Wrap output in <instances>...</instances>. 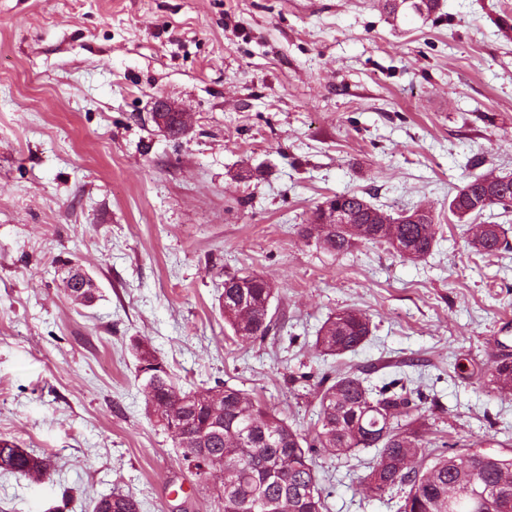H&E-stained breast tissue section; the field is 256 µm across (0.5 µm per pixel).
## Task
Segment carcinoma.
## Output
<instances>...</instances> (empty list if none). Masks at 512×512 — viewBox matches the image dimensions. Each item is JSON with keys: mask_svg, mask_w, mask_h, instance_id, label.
<instances>
[{"mask_svg": "<svg viewBox=\"0 0 512 512\" xmlns=\"http://www.w3.org/2000/svg\"><path fill=\"white\" fill-rule=\"evenodd\" d=\"M384 2L392 13L405 4L417 13L438 7V0ZM331 200L350 223H325L318 206L311 222L300 228L304 238L330 255H344L356 243L367 242L385 244L415 261L437 244L436 217L428 206L393 217L356 192H338ZM495 207H512V176H476L448 203L457 223L474 226L467 243L477 254L512 248L501 225L475 223ZM64 284L73 303H92L95 286L89 276L76 269ZM274 297L272 283L260 275L226 276L218 298L225 326L242 339L266 336L276 326L270 314ZM370 335L365 314L343 310L322 324L315 347L325 356L340 357L356 352ZM490 384L494 394L512 392V361L496 362ZM142 389L146 413L183 450L198 480L206 482L217 468L224 469V512H329L316 457L334 461L359 449L375 454L357 491L374 499L401 493L396 512H512V457L468 449L433 455L431 441L413 416L423 395L404 385L374 391L353 370L323 377L316 391L318 431L311 440L256 397L223 383L208 389L206 404H180L190 393L166 369L143 380ZM53 466L49 456L0 440L1 473L39 480ZM93 512H141V504L131 494L114 492L97 498Z\"/></svg>", "mask_w": 512, "mask_h": 512, "instance_id": "carcinoma-1", "label": "carcinoma"}]
</instances>
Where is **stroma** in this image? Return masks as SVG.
<instances>
[{
  "label": "stroma",
  "mask_w": 512,
  "mask_h": 512,
  "mask_svg": "<svg viewBox=\"0 0 512 512\" xmlns=\"http://www.w3.org/2000/svg\"><path fill=\"white\" fill-rule=\"evenodd\" d=\"M189 116L174 139L157 99ZM512 174V0H0V439L52 455L50 479L0 474V512H224L145 411L131 344L184 389L221 381L303 435L312 379L367 369L424 395L434 444L512 454V250L467 245L448 202L472 176ZM355 191L389 214L433 205L420 261L362 243L332 256L300 234ZM77 264L87 306L62 285ZM229 274L269 279L276 328L224 327ZM365 313L357 353L320 355L328 316ZM373 450L321 473L330 512H395L353 493ZM490 393L512 392V361L502 359L496 362L491 370ZM141 504L132 494L111 493L97 498L93 512H140Z\"/></svg>",
  "instance_id": "35a3bbf8"
}]
</instances>
